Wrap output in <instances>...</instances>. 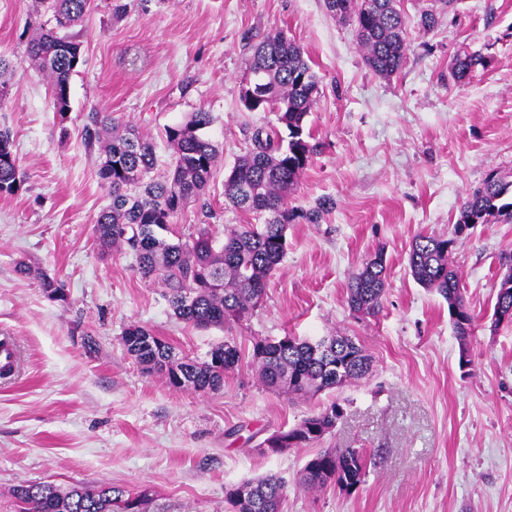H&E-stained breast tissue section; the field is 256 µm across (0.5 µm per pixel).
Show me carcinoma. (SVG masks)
Instances as JSON below:
<instances>
[{
	"label": "carcinoma",
	"instance_id": "cac0c4a2",
	"mask_svg": "<svg viewBox=\"0 0 512 512\" xmlns=\"http://www.w3.org/2000/svg\"><path fill=\"white\" fill-rule=\"evenodd\" d=\"M348 11L338 14L336 0H324L327 11L354 25L357 44L368 68L390 77L405 63L407 19L400 0H345ZM51 13L28 42L26 61L46 80L56 112L66 119L69 81L83 63L81 44L69 30L83 21L93 0H35ZM439 23L434 8L421 10L417 27L428 33ZM485 58L474 52L454 57L449 76L459 82ZM248 72L259 82L264 104L277 110L278 124L255 130L252 148L238 156L224 180V197L241 211L264 216L262 224H238L218 240L206 228L186 237L176 234L174 218L190 202L206 194L223 151L206 135L211 113L199 110L181 123L165 128L169 156L157 172L156 145L150 135L135 129L116 132L110 113L88 112L83 136L99 146L98 175L108 191V204L94 219L96 242L103 249L130 251L142 277L165 288L176 318L200 328L224 327L248 317L263 302L266 285L286 254L288 225L302 220L318 224L333 202L322 200L309 209L288 207V194L309 165L316 145L310 143L306 120L323 93L320 77L304 49L281 30H270L252 45ZM24 173L12 136L0 130V195L22 189ZM512 223V174L490 171L482 186L463 202L453 232L445 236L417 235L408 255L409 272L420 286L448 303V315L466 352L473 316L460 288V273L450 255L462 237L459 227ZM387 287L383 254L366 260L352 276L347 302L352 312L376 316ZM512 308V254L501 260L493 313ZM127 354L148 373H159L176 389L218 392L224 374L238 367L241 353L231 341L211 347L203 360L179 355L165 339L133 322L122 332ZM252 357L262 383L270 390L307 397L364 378L371 360L350 336L336 334L316 340L284 336L257 340ZM340 416L336 404L303 418L287 430L272 433L267 443L283 448H306L322 441ZM367 460L360 448H327L309 459L296 478L305 491L331 483L350 492L362 482ZM246 501L226 493L230 512H281L287 482L280 476L245 480ZM21 512H129L142 510L144 496L104 483L75 485L63 492L51 482H25L14 490Z\"/></svg>",
	"mask_w": 512,
	"mask_h": 512
}]
</instances>
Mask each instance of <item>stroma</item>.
<instances>
[{"mask_svg": "<svg viewBox=\"0 0 512 512\" xmlns=\"http://www.w3.org/2000/svg\"><path fill=\"white\" fill-rule=\"evenodd\" d=\"M113 3L95 0L73 30L84 62L62 118L46 81L23 63L40 21L34 0H0V54L19 62L0 97V129L26 175L18 194L0 196V336L15 337L23 359L21 375L0 382V512H19L13 490L31 481L145 491L147 512H224L227 487L269 473L294 478L323 447L363 449V483L350 492L289 486L283 512H512V324L490 320L512 223L477 225L451 255L474 318L467 348L444 299L407 269L416 235L450 233L490 171L512 172V0H460L429 33L415 19L433 0H401L407 58L389 78L369 70L352 25L324 0H129L121 15ZM272 29L304 48L323 85L307 123L317 151L288 204L334 206L321 223L289 225L286 255L248 320L203 330L174 316L131 253L98 247L93 220L107 191L83 115L111 113L157 140L164 159L165 127L211 112L207 134L223 163L175 229L205 226L220 238L257 223L228 206L224 180L254 130L277 122L239 98L251 46ZM467 50L489 64L453 81L448 66ZM378 252L388 287L380 313L362 318L349 310L348 283ZM21 263L29 274L18 273ZM45 276L67 301L46 298ZM133 322L194 359L234 339L242 361L220 392L170 388L126 354L121 336ZM336 331L369 355L365 378L295 401L259 381L255 340ZM335 403L343 415L321 445L261 449L274 431Z\"/></svg>", "mask_w": 512, "mask_h": 512, "instance_id": "stroma-1", "label": "stroma"}]
</instances>
